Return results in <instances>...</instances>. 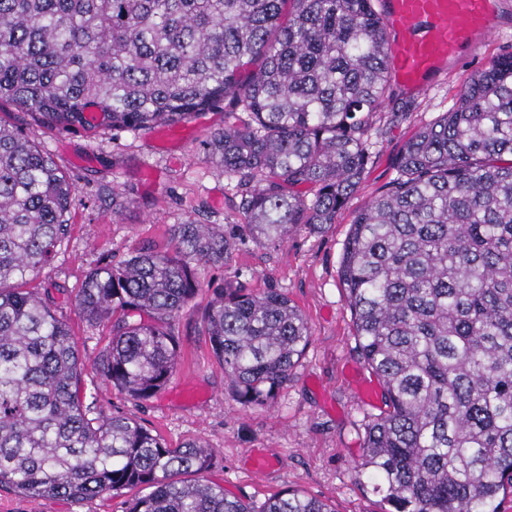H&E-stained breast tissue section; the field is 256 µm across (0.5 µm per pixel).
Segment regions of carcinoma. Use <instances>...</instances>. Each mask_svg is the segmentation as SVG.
I'll return each instance as SVG.
<instances>
[{
    "label": "carcinoma",
    "instance_id": "obj_1",
    "mask_svg": "<svg viewBox=\"0 0 512 512\" xmlns=\"http://www.w3.org/2000/svg\"><path fill=\"white\" fill-rule=\"evenodd\" d=\"M389 68L374 0H0V101L35 123L136 132L230 102L209 155L237 179L245 230L269 245L336 223L371 162ZM396 166L339 270L389 403L366 424L357 471L394 512H496L512 492V52L415 131ZM74 191L0 124V489L75 501L149 489L126 512H332L290 489L255 511L200 478L214 449L171 448L85 403L89 369L134 399L166 388L171 320L200 290L197 265L224 263L236 235L174 224L171 247L91 269L77 305L112 337L88 367L49 294L26 287L69 233ZM201 326L243 409L272 405L311 335L280 290L232 284L213 289Z\"/></svg>",
    "mask_w": 512,
    "mask_h": 512
}]
</instances>
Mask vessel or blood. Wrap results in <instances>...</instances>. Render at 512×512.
Returning <instances> with one entry per match:
<instances>
[{
  "label": "vessel or blood",
  "instance_id": "vessel-or-blood-1",
  "mask_svg": "<svg viewBox=\"0 0 512 512\" xmlns=\"http://www.w3.org/2000/svg\"><path fill=\"white\" fill-rule=\"evenodd\" d=\"M497 0H380L390 32L392 76L427 91L447 64L495 31Z\"/></svg>",
  "mask_w": 512,
  "mask_h": 512
}]
</instances>
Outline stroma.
Instances as JSON below:
<instances>
[{"mask_svg":"<svg viewBox=\"0 0 512 512\" xmlns=\"http://www.w3.org/2000/svg\"><path fill=\"white\" fill-rule=\"evenodd\" d=\"M496 31L480 52L458 58L426 93L391 84L368 132L373 157L358 191L322 233L305 230L269 247L243 233L236 179L208 157L211 131L225 114L199 117L184 140L158 144L156 132L58 131L36 125L23 110L0 105V120L20 126L75 187L69 234L41 272L78 348L93 359L107 344L109 324L90 326L75 296L86 274L103 259L120 261L134 249H165L175 224H216L240 236L222 265L199 269L202 287L173 320L181 340L176 372L157 396L138 400L107 384L96 390L104 413L119 412L160 434L171 447L189 439L215 450L207 480L232 496L262 506L271 495L296 489L334 512H382L379 494L360 482L366 423L385 410L383 396L364 403L359 384L378 386L356 347L354 324L338 276L351 224L359 211L398 176L396 158L411 134L453 105L470 75L493 55L512 52V0H500ZM241 282L252 292L276 288L305 317L311 342L274 403L245 410L231 394L224 368L201 333L200 318L215 286ZM267 460L254 476L255 458ZM131 492L80 502L30 501L0 490V512H125Z\"/></svg>","mask_w":512,"mask_h":512,"instance_id":"1","label":"stroma"}]
</instances>
